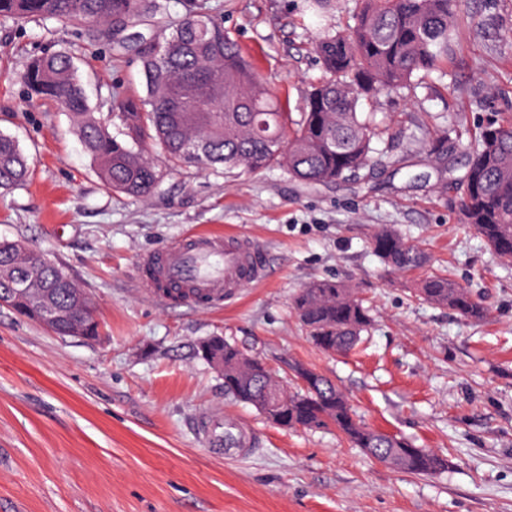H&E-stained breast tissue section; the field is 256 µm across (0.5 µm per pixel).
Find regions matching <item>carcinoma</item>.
Here are the masks:
<instances>
[{
    "label": "carcinoma",
    "instance_id": "obj_1",
    "mask_svg": "<svg viewBox=\"0 0 512 512\" xmlns=\"http://www.w3.org/2000/svg\"><path fill=\"white\" fill-rule=\"evenodd\" d=\"M354 25L345 33L324 28L313 40L325 76L311 86L293 121L263 78L243 56L224 26L197 2L170 27V36L146 39L135 27L145 24L144 0H0V19L53 20L94 44L136 43L140 85L109 99V118L95 112L79 82L71 50L34 56L22 79L31 95L69 112L80 142L94 162L102 185L118 194L144 197L160 171L145 146L154 144L173 165L200 169L238 168L254 173L283 167L305 183L346 179L373 162L377 128L360 107L382 91L405 87L419 73L448 61V42L457 21V0H359ZM224 76L216 95L209 83ZM119 120L117 133L109 126ZM29 177L28 158L11 136L0 134V191L10 192ZM460 200L463 223L498 256L512 259V114L489 120L471 143ZM371 248L388 271L412 272L425 253L397 231L383 227ZM44 252L0 242V290L25 288L14 312L35 320L48 304L66 327L82 314L74 302L80 291ZM415 296L428 304L480 321L482 301L446 275L423 279ZM292 308L312 344L326 354L346 353L360 341L372 318L358 289L329 279L313 280L296 293ZM224 355V388L266 419L288 416V425L336 428L366 455L416 475H437L447 460L415 448L357 419L345 392L304 364L291 366L302 381L290 388L270 368L246 362V354L219 339Z\"/></svg>",
    "mask_w": 512,
    "mask_h": 512
}]
</instances>
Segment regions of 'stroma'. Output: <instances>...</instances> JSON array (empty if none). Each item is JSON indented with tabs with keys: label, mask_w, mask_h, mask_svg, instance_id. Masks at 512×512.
Here are the masks:
<instances>
[{
	"label": "stroma",
	"mask_w": 512,
	"mask_h": 512,
	"mask_svg": "<svg viewBox=\"0 0 512 512\" xmlns=\"http://www.w3.org/2000/svg\"><path fill=\"white\" fill-rule=\"evenodd\" d=\"M291 114L322 75L311 48L320 20L304 0H206ZM80 53L90 105L136 79L134 46L82 44L54 21L0 20V133L31 164L0 194V241L37 248L85 289L92 340L55 335L0 307V512H512V261L461 220L470 136L512 113V0H460L448 63L363 103L380 131L379 162L337 183L306 184L272 168L170 167L151 195L105 189L70 115L33 99L20 79L45 49ZM447 133L439 153L429 135ZM384 224L427 264L385 271L370 239ZM194 230L245 236L267 278L228 305L141 293L137 261ZM448 274L478 295L487 319L416 300L415 280ZM351 282L374 319L364 342L326 356L292 299L313 279ZM222 336L278 372L300 361L348 394L370 427L447 458L419 476L355 448L335 429H284L235 402L201 358ZM221 408L264 435L244 459L202 448L195 416Z\"/></svg>",
	"instance_id": "stroma-1"
}]
</instances>
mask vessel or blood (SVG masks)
<instances>
[{
	"instance_id": "obj_1",
	"label": "vessel or blood",
	"mask_w": 512,
	"mask_h": 512,
	"mask_svg": "<svg viewBox=\"0 0 512 512\" xmlns=\"http://www.w3.org/2000/svg\"><path fill=\"white\" fill-rule=\"evenodd\" d=\"M138 271L146 293L168 285L184 289L192 299L207 304L236 300L245 288L267 275L264 256L249 239L202 232L144 254ZM196 431L205 451L215 458L247 456L256 444V435L245 421L213 409L197 415Z\"/></svg>"
}]
</instances>
